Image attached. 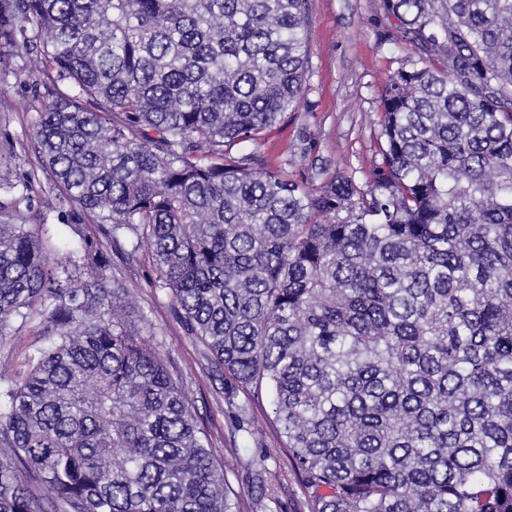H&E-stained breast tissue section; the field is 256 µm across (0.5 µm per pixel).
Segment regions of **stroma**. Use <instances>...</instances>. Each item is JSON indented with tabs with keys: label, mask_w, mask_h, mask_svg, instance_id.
I'll list each match as a JSON object with an SVG mask.
<instances>
[{
	"label": "stroma",
	"mask_w": 512,
	"mask_h": 512,
	"mask_svg": "<svg viewBox=\"0 0 512 512\" xmlns=\"http://www.w3.org/2000/svg\"><path fill=\"white\" fill-rule=\"evenodd\" d=\"M387 27L382 0H310L309 91L255 148L257 165L286 167L298 179L317 162L324 164L328 173L365 183L373 154L379 91L390 73L413 58L410 50L384 40ZM39 61L36 52L24 60L7 51L0 53V65L15 70L7 82L0 83V95L10 107L0 120V158L8 162L0 175L16 182L38 164L29 129L33 106L47 98L44 86L30 76ZM302 130L310 134L312 145L305 159L290 155ZM112 263L124 275L135 310L145 315L156 343L176 372L229 485L241 499H248L251 460L263 457L266 469L278 476L272 512H307L299 479L281 451L283 441L268 390L244 396L255 420L254 435L235 432L224 412L223 381L209 369L203 345L185 334L165 291L150 285L154 271L149 250L141 249L133 258L113 250ZM235 447L240 450L236 458L228 454Z\"/></svg>",
	"instance_id": "stroma-1"
}]
</instances>
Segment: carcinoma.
<instances>
[{"mask_svg": "<svg viewBox=\"0 0 512 512\" xmlns=\"http://www.w3.org/2000/svg\"><path fill=\"white\" fill-rule=\"evenodd\" d=\"M382 2L415 59L360 187L232 154L305 96L309 0H0L53 96L40 173L0 182V348L38 337L0 372V512H241L131 325L121 243L150 249L236 431L268 388L309 512H512V0ZM41 175L73 205L63 246L30 223ZM251 489L263 512L260 461ZM35 337L27 332L24 336H18L2 350L0 355L9 359L12 373L19 371L21 368L24 357L29 352L30 345L34 342Z\"/></svg>", "mask_w": 512, "mask_h": 512, "instance_id": "obj_1", "label": "carcinoma"}]
</instances>
